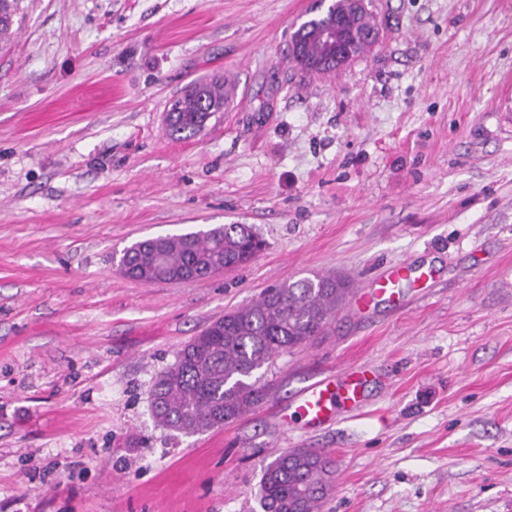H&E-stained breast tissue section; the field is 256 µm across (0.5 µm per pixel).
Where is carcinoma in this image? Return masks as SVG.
<instances>
[{
  "label": "carcinoma",
  "mask_w": 512,
  "mask_h": 512,
  "mask_svg": "<svg viewBox=\"0 0 512 512\" xmlns=\"http://www.w3.org/2000/svg\"><path fill=\"white\" fill-rule=\"evenodd\" d=\"M20 0H0V44L14 35ZM331 11L354 32L348 55L326 61L316 70H339L370 48L378 31L371 22L350 24L351 4L333 0ZM323 18L303 22L291 36L292 60L297 56L323 59L328 46L313 35ZM197 95L177 98L181 105L171 134L193 133L211 106H224V82L200 81ZM263 241L247 224H224L206 231L159 236L138 241L123 250L120 266L136 280L148 268L152 281H192L215 271L248 264ZM350 294L347 277L316 273L268 289L255 302L235 309L211 323L177 353L175 363L159 372L151 387L154 421L173 432L190 436L219 429L258 406L268 395L255 373L286 351L311 342L342 308ZM335 463L309 449L284 452L264 468L258 490L263 512H322L333 489Z\"/></svg>",
  "instance_id": "1"
}]
</instances>
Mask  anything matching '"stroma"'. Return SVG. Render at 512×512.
I'll return each instance as SVG.
<instances>
[{"mask_svg":"<svg viewBox=\"0 0 512 512\" xmlns=\"http://www.w3.org/2000/svg\"><path fill=\"white\" fill-rule=\"evenodd\" d=\"M313 0H22L0 49V512H263L293 448L336 465L329 512H512V0H373L381 39L306 75ZM239 96L198 135L190 82ZM248 224L247 265L142 284L125 247ZM354 301L259 370L267 398L192 436L154 377L230 310L315 273ZM366 367L363 404L311 427L313 383ZM191 87L193 90H198L195 97H188L183 93L180 97L176 98L177 100L175 102H177L179 106L181 105V108H178L180 114L177 116L178 112H176L175 109L173 112L166 113L168 123L174 121L177 116L174 122V129L170 132L171 135L181 133L193 134V131L202 123L205 117L201 112H205L210 106L224 108L225 96L227 106L233 95V89L231 87L225 89L224 82L217 79L196 82ZM432 278L433 275L430 269L420 268L412 270L404 264H399L392 268L385 277L377 281L375 288L371 292L359 296L357 304L367 307L378 298L385 297L391 299L397 294L395 288H398L403 281L413 280L416 283L425 285Z\"/></svg>","mask_w":512,"mask_h":512,"instance_id":"obj_1","label":"stroma"}]
</instances>
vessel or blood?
Instances as JSON below:
<instances>
[{"mask_svg":"<svg viewBox=\"0 0 512 512\" xmlns=\"http://www.w3.org/2000/svg\"><path fill=\"white\" fill-rule=\"evenodd\" d=\"M432 272L428 269L414 270L405 265H397L388 274L376 282L371 292L358 297L359 305L367 306L376 299L393 298L401 282L411 280L428 283ZM367 382L364 371L358 370L337 382L331 379L321 380L302 391L294 400V411L309 425L318 427L330 421L337 409L356 408L363 401L362 389Z\"/></svg>","mask_w":512,"mask_h":512,"instance_id":"1","label":"vessel or blood"}]
</instances>
